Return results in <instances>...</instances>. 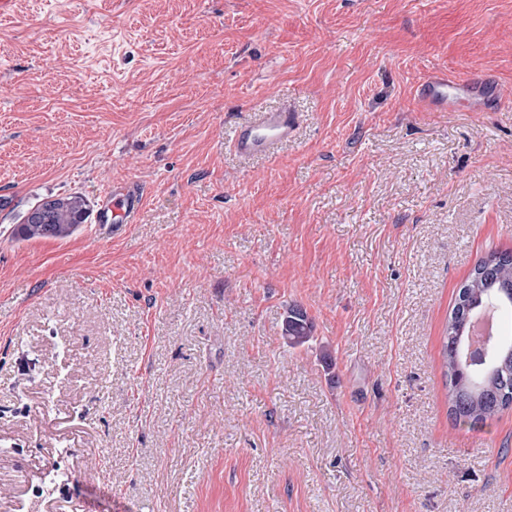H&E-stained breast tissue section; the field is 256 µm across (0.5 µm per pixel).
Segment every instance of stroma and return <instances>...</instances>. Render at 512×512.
<instances>
[{
  "mask_svg": "<svg viewBox=\"0 0 512 512\" xmlns=\"http://www.w3.org/2000/svg\"><path fill=\"white\" fill-rule=\"evenodd\" d=\"M432 72L504 103L429 111ZM284 104L295 141L241 161L238 124ZM115 180L144 191L126 230L13 238ZM505 249L512 0H14L0 512H512V407L455 424L441 361ZM313 322L305 310L298 306L288 308L283 325V338L292 348L304 347L312 338Z\"/></svg>",
  "mask_w": 512,
  "mask_h": 512,
  "instance_id": "stroma-1",
  "label": "stroma"
}]
</instances>
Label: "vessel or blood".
<instances>
[{
    "mask_svg": "<svg viewBox=\"0 0 512 512\" xmlns=\"http://www.w3.org/2000/svg\"><path fill=\"white\" fill-rule=\"evenodd\" d=\"M417 96L428 109L436 111H480L494 104L497 93L488 90L485 83L474 76H448L433 72L421 82ZM302 124L297 112L288 106L253 113L239 124L232 139V148L241 161L258 156H270L295 139ZM143 191L126 181L113 182L102 192L96 222L105 224H133L143 204Z\"/></svg>",
    "mask_w": 512,
    "mask_h": 512,
    "instance_id": "b4317fda",
    "label": "vessel or blood"
}]
</instances>
